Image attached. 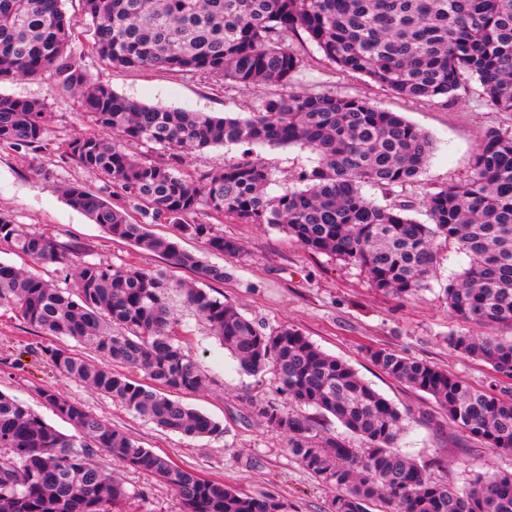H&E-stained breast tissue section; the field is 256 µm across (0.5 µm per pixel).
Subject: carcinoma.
Returning <instances> with one entry per match:
<instances>
[{"label":"carcinoma","mask_w":512,"mask_h":512,"mask_svg":"<svg viewBox=\"0 0 512 512\" xmlns=\"http://www.w3.org/2000/svg\"><path fill=\"white\" fill-rule=\"evenodd\" d=\"M90 19L89 48L119 68L165 67L216 78L242 90L270 85L246 118H215L160 108L116 94L96 82L68 53L78 20L62 0H0V83L49 75L78 95L96 131L61 145V155L104 176L136 202L145 220L179 226L208 251L241 253L239 242L190 224L202 203L247 224L269 225L313 252L362 269L372 288L396 298L423 288L437 264L435 242H453L468 266L443 288L448 306L477 328H512V130L490 128L472 159L470 177L424 195L427 222L410 204L381 206L362 193L418 182L433 141L402 116L360 97L294 87L306 58L290 41L305 33L324 57L411 100L443 102L465 80L500 112H512V0H80ZM50 110L44 101L0 93V145L44 147ZM159 145L176 156L224 143L309 148L317 165L304 187L267 192L265 165L243 159L201 179L170 163L139 160L124 143ZM62 194L110 236L165 260L167 268L91 263L80 247L29 231L0 212V247L67 269L74 289L0 262V307L15 311L44 335L73 339L103 359L91 363L60 345L46 355L66 379L108 396L156 426L188 437L219 438L223 425L185 404L207 376L175 334L169 304L178 292L201 315L241 372L273 368L283 395L299 407L332 414L361 447L336 435L321 440L307 417L261 403L256 414L286 438L288 453L329 487L330 512H512V473L485 471L464 488L430 480L397 448L406 418L346 362L323 352L299 330L257 327L233 304L173 278L190 269L202 281L224 280V268L156 236L147 223L74 182ZM456 351L512 377V338L451 334ZM371 362L388 376L429 394L448 420L494 448L512 451V394L477 390L429 362L376 349ZM140 370L147 386L113 369ZM38 395L78 431L65 435L24 402L0 393V512H112L132 498L100 470V449L156 477L183 512H288L269 495L250 496L203 479L136 444L83 404L51 388Z\"/></svg>","instance_id":"1"}]
</instances>
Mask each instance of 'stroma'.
<instances>
[{
    "instance_id": "stroma-1",
    "label": "stroma",
    "mask_w": 512,
    "mask_h": 512,
    "mask_svg": "<svg viewBox=\"0 0 512 512\" xmlns=\"http://www.w3.org/2000/svg\"><path fill=\"white\" fill-rule=\"evenodd\" d=\"M87 39V32H79L69 49L93 78L118 95L149 105L243 118L265 94L261 87L240 90L217 79L165 68H115L88 50ZM292 44L308 60L298 88L369 98L431 137L434 150L417 183L391 191L364 186V194L379 205L407 200L414 204L412 217L425 220L424 194L469 177L473 155L488 129H512V112L497 111L482 97L476 82H469L448 103L416 102L380 88L367 76L339 71L306 38H294ZM0 93L41 99L51 110L44 149L18 152L0 147V212L28 230L82 246L86 261L163 268L160 256L112 239L85 214L71 208L61 194V186L78 182L110 198L114 206L134 207L128 198L113 192L102 176L61 156L62 143L94 130L91 118L81 113L78 98L57 90L49 77L6 82L0 84ZM248 153L268 168V191L274 196L299 189L301 173L316 163L315 154L298 145L247 149L224 144L183 152L176 169L180 175L197 179ZM190 221L209 225L211 233L234 238L243 248L240 255L227 257L209 252L200 239L181 238L184 249L226 272L223 282L206 283V290L225 297L256 325L267 329L294 326L324 352L347 362L407 415L408 431L400 447L425 464L431 480L462 488L474 474L488 469L512 473V451L490 447L461 430L431 396L389 377L368 357L369 350L385 348L431 362L475 388L512 392V378L448 344L449 334L475 331L454 315L443 294L447 280L469 263L457 244L437 241L438 262L426 288L397 299L375 292L358 267L311 253L278 229L245 224L230 216L220 222L211 218L204 205ZM171 304L179 318L178 333L185 351L208 376L204 389L184 395L183 400L221 422L222 437L188 438L163 430L111 398L61 377L45 354L46 348L56 345V338L1 308L0 391L25 402L60 432L73 434V426L45 406L37 393L43 386L54 388L181 468L247 495L274 496L287 503L288 512H329L331 490L296 463L286 449L285 437L267 428L255 413L254 406L260 402L275 403L287 412L296 409L280 393L273 369L255 377L240 373L208 322L190 310L180 294H172ZM94 462L135 493V500L124 505L122 512H182L180 500L163 482L103 451Z\"/></svg>"
}]
</instances>
